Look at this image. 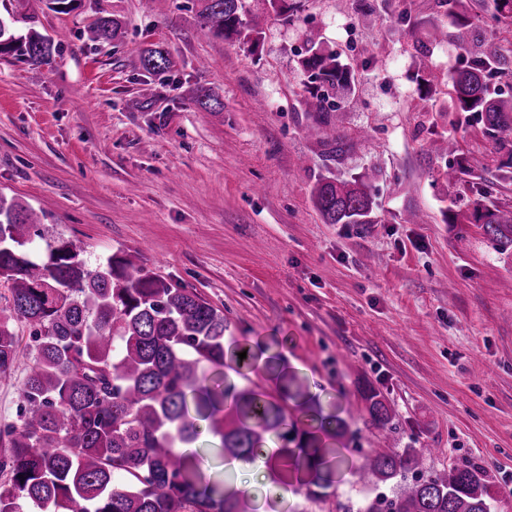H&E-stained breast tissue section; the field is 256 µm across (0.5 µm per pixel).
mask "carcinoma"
Returning a JSON list of instances; mask_svg holds the SVG:
<instances>
[{"mask_svg":"<svg viewBox=\"0 0 512 512\" xmlns=\"http://www.w3.org/2000/svg\"><path fill=\"white\" fill-rule=\"evenodd\" d=\"M81 0H45L60 14ZM197 26L204 35L236 39L255 48L270 17L288 14V0H198ZM441 17L430 23L433 40L448 36L461 51L462 64L438 82L428 70L415 77L432 99L441 85L458 112H474L485 133L512 130V97L492 89L493 80L512 78V49L486 35L467 13L464 0H438ZM493 19H512V0H488ZM122 23L102 15L88 30L92 42H114ZM48 65L52 40L30 29L18 34L0 17V56ZM147 71L170 67L167 52L152 46L140 57ZM300 64L309 74L305 110L327 126L341 111L336 94L351 97L352 72L338 54L311 38ZM194 102L207 112L222 111L207 90ZM454 154L451 178L471 177L478 195L464 211L447 209L450 224L463 219L484 225L487 235L512 250V207L493 199L492 187L474 174L464 154ZM326 224H373L374 199L359 178L326 177L313 189ZM36 211L0 198V283L9 296L0 304V377L11 375L19 349L18 324L29 331L32 364L21 383V405L14 423L0 430L8 447L0 451V512H249L226 494V482L203 475L191 451L204 432L219 439L224 460L252 464L265 434L284 442L278 449V481L292 486L307 475L306 496L317 498L330 486L333 471L347 463L339 448L323 445L316 434L288 448L296 431L284 408L268 394L228 381L211 382L210 370L231 357L236 369H251L259 353L235 346L227 353L224 313L190 288L173 284L138 264L131 254H113L93 266L85 249L70 239L46 243L33 256L30 230ZM247 352L239 359L238 354ZM282 391L305 400L304 385L280 377ZM372 423L396 428L395 416L372 388L363 393ZM433 449H376L360 480L375 487L392 484V495L378 493L352 506V512H491L485 471L465 462L439 472L421 468Z\"/></svg>","mask_w":512,"mask_h":512,"instance_id":"carcinoma-1","label":"carcinoma"}]
</instances>
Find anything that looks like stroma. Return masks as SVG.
I'll list each match as a JSON object with an SVG mask.
<instances>
[{"instance_id":"obj_1","label":"stroma","mask_w":512,"mask_h":512,"mask_svg":"<svg viewBox=\"0 0 512 512\" xmlns=\"http://www.w3.org/2000/svg\"><path fill=\"white\" fill-rule=\"evenodd\" d=\"M197 9V0H84L70 14L17 4L16 32L62 42L48 65L0 59V197L44 210L32 251L62 237L93 263L137 255L221 310L227 343L258 346L304 379L342 420L353 463L384 438L429 448L426 470L476 464L494 512H512V253L482 225L445 222L466 194L430 161L452 138L473 168H489L499 144L476 114L431 111L417 90V70L443 76L458 63L453 40L431 41L401 18L436 16L437 0L376 10L305 0L294 19L269 20L254 49L199 35ZM101 10L124 21L121 41L83 38ZM312 35L351 64L359 100L319 135L299 64ZM154 43L170 55L167 72L141 67ZM198 88L223 111L199 109ZM324 176L364 178L381 223H323L311 191ZM18 334L14 371L0 378V426L15 421L32 363L28 333ZM235 381L280 400L298 432L309 430L266 366ZM367 386L393 409L394 432L372 424ZM372 493L347 471L320 498L294 489L285 512H347Z\"/></svg>"}]
</instances>
